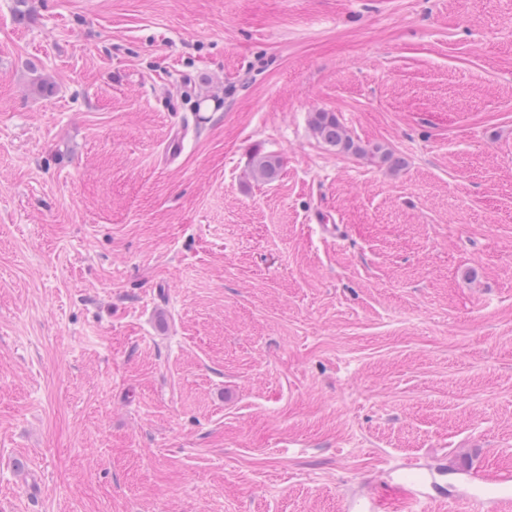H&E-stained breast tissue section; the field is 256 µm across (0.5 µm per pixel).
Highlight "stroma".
I'll list each match as a JSON object with an SVG mask.
<instances>
[{
	"label": "stroma",
	"mask_w": 512,
	"mask_h": 512,
	"mask_svg": "<svg viewBox=\"0 0 512 512\" xmlns=\"http://www.w3.org/2000/svg\"><path fill=\"white\" fill-rule=\"evenodd\" d=\"M444 460L512 469V0H0V512ZM310 125L314 134L328 146L336 148V151L353 154L367 152L365 148L354 142L334 113H313ZM281 160L275 155L255 156L252 161L251 175L257 181L273 180L279 173Z\"/></svg>",
	"instance_id": "stroma-1"
}]
</instances>
